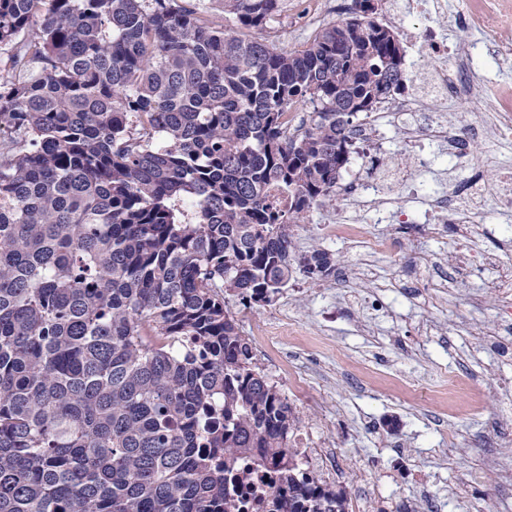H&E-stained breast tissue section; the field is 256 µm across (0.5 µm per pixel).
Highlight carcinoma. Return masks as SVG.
Returning a JSON list of instances; mask_svg holds the SVG:
<instances>
[{
    "mask_svg": "<svg viewBox=\"0 0 512 512\" xmlns=\"http://www.w3.org/2000/svg\"><path fill=\"white\" fill-rule=\"evenodd\" d=\"M214 2L227 23L190 0H0V512H231L243 459L276 473L270 512H349L225 295L336 270L293 258L290 226L335 198L404 50L378 0L288 51L254 36L280 0Z\"/></svg>",
    "mask_w": 512,
    "mask_h": 512,
    "instance_id": "cac0c4a2",
    "label": "carcinoma"
}]
</instances>
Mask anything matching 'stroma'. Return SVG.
<instances>
[{"instance_id": "35a3bbf8", "label": "stroma", "mask_w": 512, "mask_h": 512, "mask_svg": "<svg viewBox=\"0 0 512 512\" xmlns=\"http://www.w3.org/2000/svg\"><path fill=\"white\" fill-rule=\"evenodd\" d=\"M345 211L341 198L313 209L292 228L294 253L317 247L335 256L337 268L351 267L356 248L321 232ZM367 231L403 237L407 252L436 263L451 287L419 297L422 273L407 257L384 254L372 258L368 278L354 283L368 295L383 291L386 306L373 311L343 303L335 278L314 280L298 269L270 304L246 307L229 300L242 334L280 389H287L289 371L303 379L320 412L299 404L295 413L314 447L341 455L339 483L364 501V512H464L478 505L512 512V492L492 473L470 486L465 504L452 495L488 454L512 461V440L495 432L501 390L512 389V359L487 334L495 293L482 276L456 272L454 225H445L437 240L411 224H371ZM283 312L294 335H258V327ZM425 320L431 332L421 330ZM448 370L472 382L451 407L435 398ZM402 379L415 382L416 394L399 387Z\"/></svg>"}]
</instances>
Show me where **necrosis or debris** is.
<instances>
[{
	"instance_id": "4bbe7bcc",
	"label": "necrosis or debris",
	"mask_w": 512,
	"mask_h": 512,
	"mask_svg": "<svg viewBox=\"0 0 512 512\" xmlns=\"http://www.w3.org/2000/svg\"><path fill=\"white\" fill-rule=\"evenodd\" d=\"M381 14L404 38L411 57L407 88L401 97L383 101L363 122L352 127L350 138L357 144L355 163L374 153L386 152L385 123L396 118L404 132V146L415 156L418 173H431L430 148L447 156L459 183L454 189L445 184L428 188L416 177L386 180L354 175L339 187L354 215L348 220L326 224V236L333 241L367 244L371 250L388 253L399 250L401 241L392 236H370L369 224H387L394 217L396 195L421 201L411 223L425 225L429 234H439L443 224L459 227L458 236L466 242L489 234L491 227L483 208L486 197H494L500 216H512V169L500 170L492 181L476 175L480 164L472 150L484 141L499 145L512 140V86L488 85L474 80L472 72L484 58L500 68L512 67V0H461L449 9L447 0H383ZM463 20L479 40L453 42L448 37L447 16ZM491 98L495 108L490 116L462 124L448 119L452 98ZM456 265L489 274L487 283L498 296L492 324L512 329V267L499 255L463 253Z\"/></svg>"
}]
</instances>
